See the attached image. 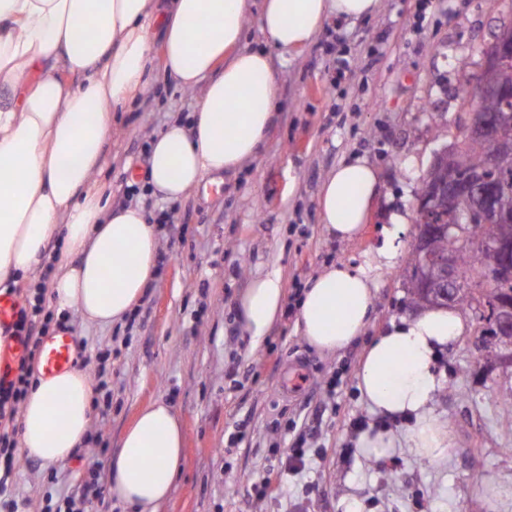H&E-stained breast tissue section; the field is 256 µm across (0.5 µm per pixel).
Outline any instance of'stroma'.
I'll list each match as a JSON object with an SVG mask.
<instances>
[{
  "label": "stroma",
  "mask_w": 512,
  "mask_h": 512,
  "mask_svg": "<svg viewBox=\"0 0 512 512\" xmlns=\"http://www.w3.org/2000/svg\"><path fill=\"white\" fill-rule=\"evenodd\" d=\"M512 27V0H382L372 17L325 20L291 60L273 57L279 107L258 156L238 171L207 177L176 201L152 195L140 157L171 119L188 121L200 91L164 69L162 20L151 28L148 90L112 111L92 178L108 208H144L159 229L157 274L125 322L110 327L67 314L77 365L102 382L90 440L66 464L45 467L18 450L8 485L25 512H58L108 460L140 408L162 399L184 431L182 471L158 512H512V367L483 360L466 331L440 356L446 377L433 398L451 448L430 462L408 446V426L382 420L360 400L356 375L369 342L413 314L404 276L416 228V197L435 153L466 112L459 96L479 74L480 51ZM378 169L368 224L352 241L329 237L318 218L325 175L346 158ZM393 238V266L377 250ZM363 266L376 286L363 335L325 354L297 329L293 295L326 266ZM279 273L284 313L259 346L237 315V299L259 275ZM308 385L288 391L295 363ZM395 446L371 458L359 446L369 426ZM304 436L309 463L283 471L279 487L254 486L281 466Z\"/></svg>",
  "instance_id": "1"
}]
</instances>
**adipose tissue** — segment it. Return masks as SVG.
Returning <instances> with one entry per match:
<instances>
[{
    "instance_id": "ef3b65f1",
    "label": "adipose tissue",
    "mask_w": 512,
    "mask_h": 512,
    "mask_svg": "<svg viewBox=\"0 0 512 512\" xmlns=\"http://www.w3.org/2000/svg\"><path fill=\"white\" fill-rule=\"evenodd\" d=\"M381 0H171L164 64L178 86L201 89L191 127L168 124L150 143L149 185L175 201L206 176L255 159L272 125L278 81L272 55L292 57L330 16H373ZM258 9L264 45L244 46ZM158 0H0V286L37 267L62 235L50 271L58 311L93 325L122 322L154 279L157 228L143 209L102 206L87 189L112 131L110 111L145 91ZM67 79H60L58 70ZM378 172L363 158L341 160L324 178L319 222L340 240L358 237L377 195ZM375 288L362 268L333 264L304 288L297 328L318 351L336 353L362 336ZM278 276L252 279L239 311L252 342L282 314ZM466 329L453 309L428 308L392 323L367 346L357 372L375 415L408 425L411 448L443 459L448 427L432 407L444 375L437 362ZM96 381L83 368L34 377L22 406L20 443L46 466L82 447L95 417ZM184 436L170 404L142 408L108 465L113 498L131 512H157L183 464Z\"/></svg>"
}]
</instances>
